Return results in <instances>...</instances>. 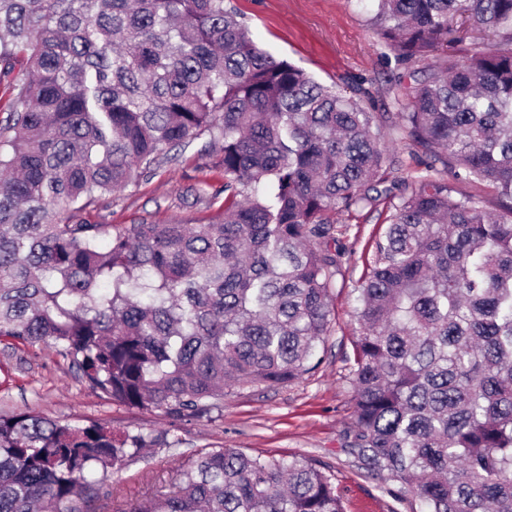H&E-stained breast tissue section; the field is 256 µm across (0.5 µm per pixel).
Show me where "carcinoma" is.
I'll list each match as a JSON object with an SVG mask.
<instances>
[{"label":"carcinoma","mask_w":512,"mask_h":512,"mask_svg":"<svg viewBox=\"0 0 512 512\" xmlns=\"http://www.w3.org/2000/svg\"><path fill=\"white\" fill-rule=\"evenodd\" d=\"M394 111L261 49L224 0H0V338L176 419L289 384L332 330L338 212L389 203L357 288L342 445L421 512H512V0H371ZM462 19L493 43L452 37ZM429 61L427 69L408 65ZM425 175H399L391 130ZM207 136L203 224L82 212ZM486 185L498 206L456 191ZM166 441L0 416V512H95L97 471ZM128 512H343L309 457L200 452Z\"/></svg>","instance_id":"cac0c4a2"}]
</instances>
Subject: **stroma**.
Returning <instances> with one entry per match:
<instances>
[{
  "mask_svg": "<svg viewBox=\"0 0 512 512\" xmlns=\"http://www.w3.org/2000/svg\"><path fill=\"white\" fill-rule=\"evenodd\" d=\"M248 25L257 44L274 56L303 67L320 83L348 91L356 86L373 93L371 107L385 111L393 96L386 64L365 0H224ZM190 146L177 161L161 165L148 178L103 196L89 207L95 224H131L147 220L198 224L209 209L184 205L189 186L217 183L211 159ZM378 213L340 212L336 225L349 254L330 298L335 329L319 346L321 362L303 379L283 386L255 387L225 395L220 408L189 420L157 411L131 409L89 389L69 358L54 349L0 338V415L30 409L72 426L102 423L132 433L171 431L170 449L143 454L100 485L97 512H124L145 497L174 489L179 470L205 448H235L250 455L317 459L329 466L343 499L344 512H416L414 499L400 501L385 493L379 479L361 469L342 447V434L353 419L348 381L351 339L358 306L354 287L364 268Z\"/></svg>",
  "mask_w": 512,
  "mask_h": 512,
  "instance_id": "stroma-1",
  "label": "stroma"
}]
</instances>
